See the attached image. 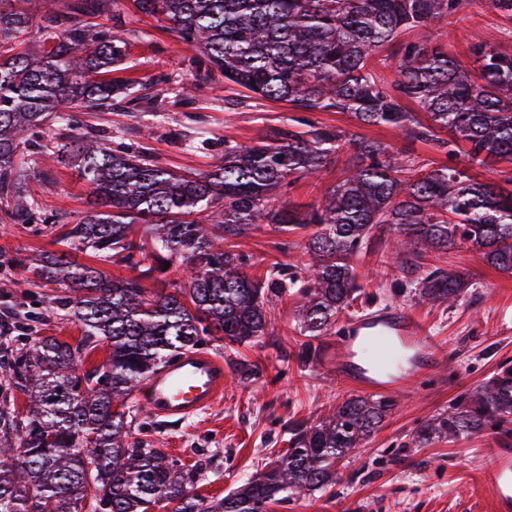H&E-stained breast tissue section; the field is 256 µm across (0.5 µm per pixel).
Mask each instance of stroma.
Here are the masks:
<instances>
[{
    "label": "stroma",
    "instance_id": "obj_1",
    "mask_svg": "<svg viewBox=\"0 0 512 512\" xmlns=\"http://www.w3.org/2000/svg\"><path fill=\"white\" fill-rule=\"evenodd\" d=\"M113 9L124 21L119 36L127 44V56L112 76L135 81L141 101L74 114L84 129L110 134L112 148L147 147L158 165L191 175L208 170L223 156L225 141H259L276 127L297 131L308 119L408 150L422 160L449 161L433 145L410 142L392 128L364 126L340 112L305 114L283 103L249 99L220 80L199 82L188 65L192 49L163 23L136 12L131 0H116ZM477 36L512 53V21L501 17L487 0H473L466 14L447 20L448 52L469 69L475 66L471 45ZM172 70L181 71L185 82L195 85L192 96L175 97L160 83V75ZM348 159L345 153L335 156L318 177L298 181L286 195H274L272 206L286 199L304 206L318 204ZM27 182L38 191L50 219L0 229V273L12 281L10 287L0 288V327L8 342L21 346L38 336L74 343L80 338L79 327L49 307L53 287L29 286L30 275L21 260L31 253L59 250L51 218L62 214L69 222H78L87 209L88 187L73 167L45 165L36 154L29 157ZM284 239L273 224L252 227L240 238L253 274L298 259L299 248L280 250ZM405 257L387 237L361 253L354 265L363 294L340 313L338 323L346 325L375 306L396 305L419 314L428 332L449 347L450 356L439 370L398 395L384 427L364 444L357 461L341 470L335 486L322 494L292 498L276 512H492L485 483L488 433L422 448L414 447L412 439L419 426L457 396L476 390L502 364L512 363V274L491 268L479 252L464 246L424 254L423 269L458 271L471 283L455 306H432L392 294V284L407 277ZM305 342L291 300H283L272 313L266 336L259 340L229 346L208 336L201 346L227 362L257 364L262 372L258 380L246 384L228 380L221 400L187 420L139 413L145 434L157 447L195 469L194 491L203 501L224 497L273 460L275 452L287 446L289 422L319 419L352 395V388L336 384L326 359L300 362Z\"/></svg>",
    "mask_w": 512,
    "mask_h": 512
}]
</instances>
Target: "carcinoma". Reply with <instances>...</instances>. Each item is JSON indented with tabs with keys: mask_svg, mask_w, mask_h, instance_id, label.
I'll return each instance as SVG.
<instances>
[{
	"mask_svg": "<svg viewBox=\"0 0 512 512\" xmlns=\"http://www.w3.org/2000/svg\"><path fill=\"white\" fill-rule=\"evenodd\" d=\"M0 0V214L26 224L42 211L25 188V150L33 131L54 119L60 137L37 145L50 160L77 167L89 183L90 209L75 224L59 221L66 250L25 256L38 288L81 329L75 345L42 336L4 349L7 389L27 398L26 411L0 409V512H270L294 494L324 493L382 427L391 396L353 394L326 418L288 425V448L227 496L203 503L195 474L132 432L130 396L171 359L196 350L205 336L242 344L266 335L274 305L298 304L301 335L330 334L358 299L354 260L389 234L402 249L444 252L457 244L512 273V192L478 182L470 171L487 160L512 184V55L482 39L471 47L475 74L437 41H403L465 12L471 0H133L138 12L167 24L195 51L201 79H224L300 112H346L357 123L391 127L413 142L432 143L462 167L429 166L406 151L315 124L305 132L273 129L261 142H224V157L206 173L179 175L144 151L115 150L110 139L81 131L67 106L104 110L131 94L112 79L125 57L121 16L111 0ZM42 8L40 52L27 49L31 4ZM393 48L396 78L387 81L371 57ZM409 102L426 122L407 111ZM448 131V138L438 133ZM355 152L321 203L302 211L268 207L275 192L316 176L344 149ZM146 224L135 238V224ZM254 224L303 234V258L254 276L234 239ZM113 259L134 273L111 277L80 265L70 252ZM179 260L189 272L176 294L148 293L143 282ZM467 280L441 268L409 284L422 302L450 307ZM106 361L85 371L91 346ZM234 375L255 381L259 368L241 361ZM489 432L512 440V365L429 419L412 440Z\"/></svg>",
	"mask_w": 512,
	"mask_h": 512,
	"instance_id": "1",
	"label": "carcinoma"
}]
</instances>
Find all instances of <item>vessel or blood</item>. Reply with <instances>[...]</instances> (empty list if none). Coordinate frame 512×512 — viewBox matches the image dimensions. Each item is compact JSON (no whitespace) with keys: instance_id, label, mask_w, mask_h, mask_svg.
<instances>
[{"instance_id":"b4317fda","label":"vessel or blood","mask_w":512,"mask_h":512,"mask_svg":"<svg viewBox=\"0 0 512 512\" xmlns=\"http://www.w3.org/2000/svg\"><path fill=\"white\" fill-rule=\"evenodd\" d=\"M331 351L332 375L366 393L410 388L445 353L418 318L396 306L352 319ZM225 382L223 360L189 352L146 380L141 401L156 416L184 419L213 406ZM488 456L486 484L493 512H512V443L493 439Z\"/></svg>"}]
</instances>
